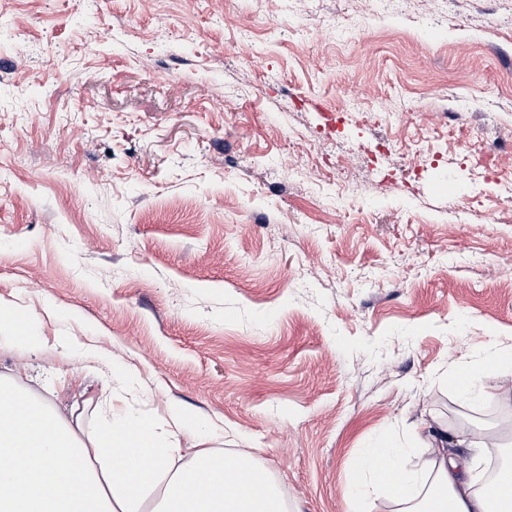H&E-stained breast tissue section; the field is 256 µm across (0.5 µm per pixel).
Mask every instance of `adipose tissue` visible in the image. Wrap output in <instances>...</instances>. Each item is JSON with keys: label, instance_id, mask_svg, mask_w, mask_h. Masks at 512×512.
<instances>
[{"label": "adipose tissue", "instance_id": "1", "mask_svg": "<svg viewBox=\"0 0 512 512\" xmlns=\"http://www.w3.org/2000/svg\"><path fill=\"white\" fill-rule=\"evenodd\" d=\"M0 300V335L27 353H70L68 336L35 335L31 317ZM171 427L147 418L102 417L88 438L42 397L0 378V512H288L268 471L250 451L201 449L178 463L179 436L194 416L171 405ZM434 447L422 467L408 466V449L381 446L355 461L347 512H362L371 491H382L393 512H512V464L482 480L448 456L475 447L472 436L452 438L447 427L424 425Z\"/></svg>", "mask_w": 512, "mask_h": 512}]
</instances>
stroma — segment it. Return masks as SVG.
Segmentation results:
<instances>
[{
  "label": "stroma",
  "instance_id": "1",
  "mask_svg": "<svg viewBox=\"0 0 512 512\" xmlns=\"http://www.w3.org/2000/svg\"><path fill=\"white\" fill-rule=\"evenodd\" d=\"M512 0H0V377L208 416L288 512L429 421L512 444ZM481 359L485 399L448 389ZM21 311L23 320L14 317V312ZM35 326L32 318L15 303L0 300V345L2 342H19L27 353L40 356L48 351L69 354L73 339L70 336H33ZM2 334L6 336H1Z\"/></svg>",
  "mask_w": 512,
  "mask_h": 512
}]
</instances>
